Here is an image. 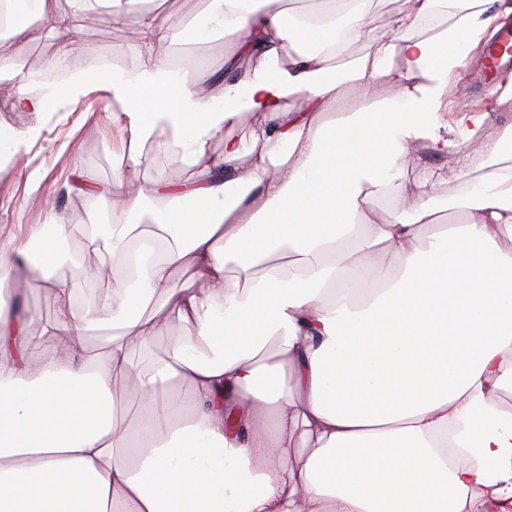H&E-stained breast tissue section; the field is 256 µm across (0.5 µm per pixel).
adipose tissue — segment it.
Instances as JSON below:
<instances>
[{"label": "adipose tissue", "instance_id": "ef3b65f1", "mask_svg": "<svg viewBox=\"0 0 512 512\" xmlns=\"http://www.w3.org/2000/svg\"><path fill=\"white\" fill-rule=\"evenodd\" d=\"M129 2L67 0L63 15L55 0H0L13 37L35 31L16 19L28 3L58 39L69 18L108 6L149 59L61 84V49L41 63L45 95L14 93L13 111L40 113L99 91L130 148L98 192L110 222L92 224L89 240L110 259L91 305L54 279L57 213L22 247L38 251L56 312L32 353L20 342L29 320L0 309V512H474L491 501L512 512V166L467 182L451 203L462 224H435L433 203L403 182L411 167L436 177L412 156L417 145L463 168L461 145L489 119L449 116L446 99L449 74L491 23L488 0H464L427 37L414 22L445 0H410L387 35L363 23L374 0H315L295 14L210 0L198 37L219 26L233 46L223 67L243 72L217 85L191 61L171 63L181 26ZM361 40L369 52L335 69ZM381 79L394 92L375 103ZM244 109L263 117L247 155L223 135ZM163 125L157 147L179 155L182 178L139 185V145ZM385 186L397 203L377 224L367 203ZM145 218L157 234L140 233ZM355 249L391 253L399 276L367 287L347 263ZM156 309L196 333L133 370L131 349L157 335ZM108 326L105 355H91L86 332ZM130 373L125 398L141 414L127 431L113 380ZM179 385L188 418L171 396Z\"/></svg>", "mask_w": 512, "mask_h": 512}]
</instances>
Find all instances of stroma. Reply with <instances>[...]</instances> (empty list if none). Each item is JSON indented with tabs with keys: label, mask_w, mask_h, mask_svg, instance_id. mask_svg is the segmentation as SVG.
<instances>
[{
	"label": "stroma",
	"mask_w": 512,
	"mask_h": 512,
	"mask_svg": "<svg viewBox=\"0 0 512 512\" xmlns=\"http://www.w3.org/2000/svg\"><path fill=\"white\" fill-rule=\"evenodd\" d=\"M57 41L43 35L37 38L12 40L6 47L10 66L0 71V125L10 127L16 136H24L31 127L42 129L41 138L22 149L26 161L25 174H6L0 170V227L10 229L17 239H25L30 227L45 223L50 210L59 211L64 218L67 234L77 236L75 249L84 267L99 263L100 252L94 251L83 234L91 220L107 221L102 204H90L71 190L74 182L91 189L113 182L115 161L127 150L125 140L113 137L109 106L101 96H94L84 109L57 111L41 115H23L11 112L10 103L19 77L32 55L49 57L56 53ZM111 59L114 66L135 70L147 65L138 43L126 37L124 26L113 24L110 17H101L88 27L75 23L67 45V69L82 70L90 62ZM481 53H474L468 66L461 72L449 96L458 106H479L489 112L490 121L476 133L477 144L470 147V166L466 178L486 176L493 172L478 148L480 142L498 139L512 126V111L497 107L493 95L485 94L479 78ZM466 178H438L430 182L419 181L415 173H408V191L421 200L432 201L439 208L435 223L425 225L422 236H430L437 224L459 221L457 213L448 211L446 204L458 194ZM38 190H31V183ZM12 295L22 313L36 314L46 322L54 316V298L44 283L28 267L19 268L10 279Z\"/></svg>",
	"instance_id": "35a3bbf8"
}]
</instances>
